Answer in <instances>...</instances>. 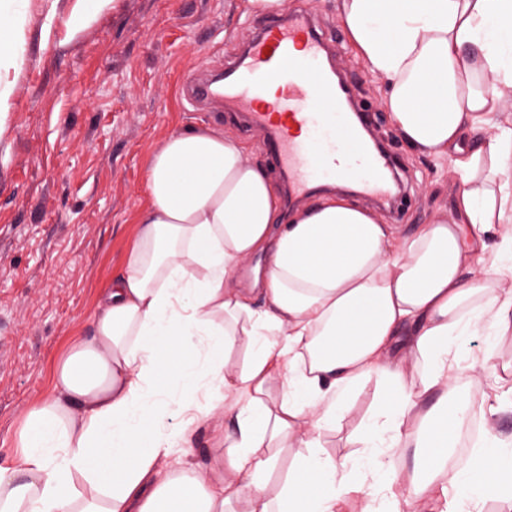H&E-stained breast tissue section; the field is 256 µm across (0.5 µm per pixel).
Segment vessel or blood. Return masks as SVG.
Here are the masks:
<instances>
[{"mask_svg": "<svg viewBox=\"0 0 512 512\" xmlns=\"http://www.w3.org/2000/svg\"><path fill=\"white\" fill-rule=\"evenodd\" d=\"M321 38L302 15L287 14L265 22L245 59L236 62L234 80L222 87L202 86L186 94L189 104L200 100L232 104L250 115L253 127L266 132L267 150L295 189L320 177L339 178L352 162L364 164L362 190L386 199L387 157L372 153L361 126L348 123V138H338L326 126L327 114L344 117V96L326 87L329 77ZM320 85L309 88L305 73Z\"/></svg>", "mask_w": 512, "mask_h": 512, "instance_id": "b4317fda", "label": "vessel or blood"}]
</instances>
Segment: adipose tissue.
<instances>
[{
  "label": "adipose tissue",
  "mask_w": 512,
  "mask_h": 512,
  "mask_svg": "<svg viewBox=\"0 0 512 512\" xmlns=\"http://www.w3.org/2000/svg\"><path fill=\"white\" fill-rule=\"evenodd\" d=\"M340 18L405 141L458 175L451 212L399 240L336 195L280 225L237 138H167L92 337L59 361L56 396L27 409L17 463L0 466V512H345L355 492L361 512H481L496 488L512 510V450L487 438L448 469L469 409L457 345L512 330V121L493 119L512 88V0H342ZM372 374L384 388L357 437L365 463L323 453L322 431ZM205 411L224 416L223 459L208 475L163 471L188 442L177 415ZM277 448L294 460L273 493Z\"/></svg>",
  "instance_id": "adipose-tissue-1"
}]
</instances>
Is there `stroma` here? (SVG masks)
<instances>
[{
  "label": "stroma",
  "mask_w": 512,
  "mask_h": 512,
  "mask_svg": "<svg viewBox=\"0 0 512 512\" xmlns=\"http://www.w3.org/2000/svg\"><path fill=\"white\" fill-rule=\"evenodd\" d=\"M341 0H286L310 15L332 41L334 63L384 140L411 190L402 216L353 186L334 192L379 214L406 237L432 215L450 211L457 180L449 164L415 152L382 105L385 82L356 60L340 23ZM12 15L15 55L0 63V462L16 459L27 406L53 397L58 359L90 337L99 295L125 269L148 205L145 175L154 149L201 126L232 134L274 187L283 171L265 135L240 115L187 106L186 79L222 70L250 42L262 19L239 0H0ZM483 335L459 350L463 385L480 433L512 445V332L483 364ZM383 385L366 378L335 428L323 431L326 454L356 460V443ZM214 418L195 427L174 464L207 471L220 450Z\"/></svg>",
  "instance_id": "1"
}]
</instances>
